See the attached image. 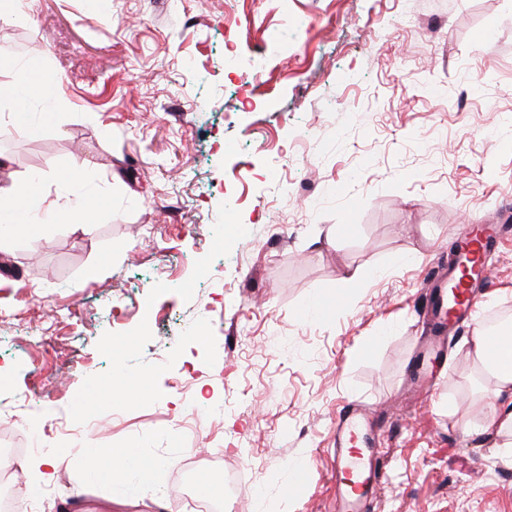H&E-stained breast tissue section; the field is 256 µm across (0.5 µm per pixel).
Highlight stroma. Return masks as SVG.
Wrapping results in <instances>:
<instances>
[{"mask_svg":"<svg viewBox=\"0 0 512 512\" xmlns=\"http://www.w3.org/2000/svg\"><path fill=\"white\" fill-rule=\"evenodd\" d=\"M29 6L0 18V187L38 169L91 224L0 243V404L27 437L112 419L95 453H25L33 512H338L353 402L378 431L366 512H512V460L470 431L476 325L414 372L463 225L512 226V0ZM34 66L59 96L12 95ZM509 304L512 233L480 311Z\"/></svg>","mask_w":512,"mask_h":512,"instance_id":"35a3bbf8","label":"stroma"}]
</instances>
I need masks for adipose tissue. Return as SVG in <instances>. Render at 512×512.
Instances as JSON below:
<instances>
[{
    "label": "adipose tissue",
    "instance_id": "1",
    "mask_svg": "<svg viewBox=\"0 0 512 512\" xmlns=\"http://www.w3.org/2000/svg\"><path fill=\"white\" fill-rule=\"evenodd\" d=\"M0 212L21 215L23 222L41 219L58 221L75 227L87 226L90 213L83 198L68 200L65 205L49 201L46 194H33L30 184L8 189L0 188ZM502 347H494L490 335L479 332L473 336L469 354L479 376L491 379L493 387L484 404V420L478 425L481 433L494 435L503 455L512 458V330H500Z\"/></svg>",
    "mask_w": 512,
    "mask_h": 512
}]
</instances>
